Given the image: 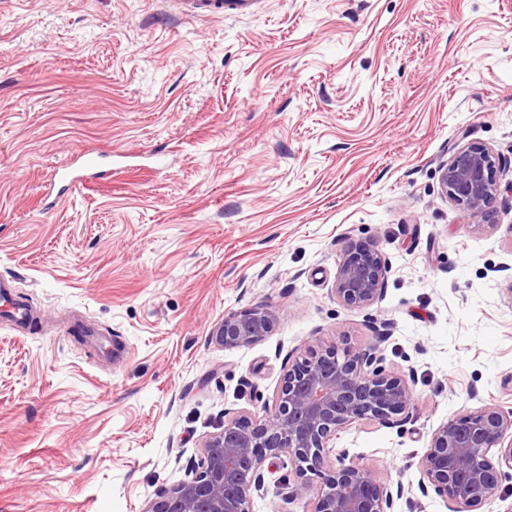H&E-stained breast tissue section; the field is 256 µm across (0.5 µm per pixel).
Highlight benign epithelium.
Returning <instances> with one entry per match:
<instances>
[{
	"label": "benign epithelium",
	"instance_id": "obj_1",
	"mask_svg": "<svg viewBox=\"0 0 512 512\" xmlns=\"http://www.w3.org/2000/svg\"><path fill=\"white\" fill-rule=\"evenodd\" d=\"M440 190L473 225H483L500 190L490 149L460 147L441 166ZM388 266L373 246L349 244L336 273V300L350 308L374 304L383 296ZM280 320L270 307L228 312L213 328L212 341L226 349L251 345L271 335ZM382 361L377 344L307 347L283 373L274 407L260 419L224 421L204 442L192 477L158 493L145 512H251L253 495L267 491L265 462L284 453L301 478L294 489L281 491L285 503L308 496L310 512H394L403 486L391 490L375 470L351 462L346 449L327 464L337 432L364 419L392 426L413 405V373L389 371ZM505 467L512 470V412L486 405L431 433L418 462V488L424 495L433 489L448 512H482L500 497Z\"/></svg>",
	"mask_w": 512,
	"mask_h": 512
}]
</instances>
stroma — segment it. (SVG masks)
I'll return each mask as SVG.
<instances>
[{"instance_id":"obj_1","label":"stroma","mask_w":512,"mask_h":512,"mask_svg":"<svg viewBox=\"0 0 512 512\" xmlns=\"http://www.w3.org/2000/svg\"><path fill=\"white\" fill-rule=\"evenodd\" d=\"M479 143L502 185L484 226L439 169ZM113 156L50 196L56 166ZM512 0H0V512H145L226 416L262 418L289 357L372 343L413 370L400 423L333 444L407 498L460 411H512ZM388 260L382 299L332 288L350 243ZM271 336L227 349L225 313ZM197 17H216L246 11L253 0H170ZM281 320L271 307H253L228 312L212 330V341L227 349L251 345L270 336Z\"/></svg>"}]
</instances>
